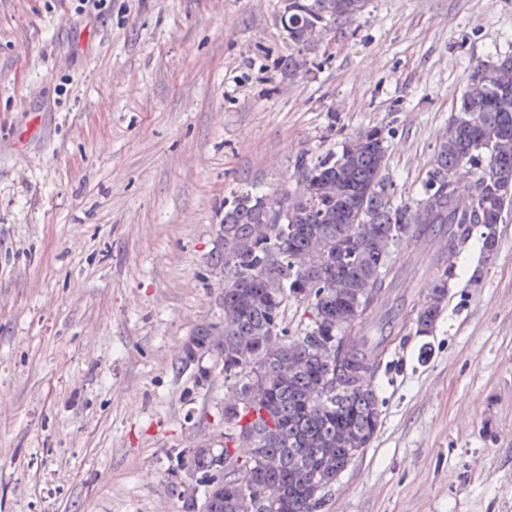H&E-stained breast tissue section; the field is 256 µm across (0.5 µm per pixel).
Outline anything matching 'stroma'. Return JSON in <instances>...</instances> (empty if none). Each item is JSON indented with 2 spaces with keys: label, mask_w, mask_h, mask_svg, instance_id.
Here are the masks:
<instances>
[{
  "label": "stroma",
  "mask_w": 512,
  "mask_h": 512,
  "mask_svg": "<svg viewBox=\"0 0 512 512\" xmlns=\"http://www.w3.org/2000/svg\"><path fill=\"white\" fill-rule=\"evenodd\" d=\"M281 0H0V512H179L177 451L224 430L180 369L214 311L224 198L304 152L388 135L418 196L475 65L512 54V0H369L291 80ZM463 253L432 335L395 341L427 253L361 336L390 337L381 425L322 512H512V212Z\"/></svg>",
  "instance_id": "35a3bbf8"
}]
</instances>
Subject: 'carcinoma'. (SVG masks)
Listing matches in <instances>:
<instances>
[{
    "mask_svg": "<svg viewBox=\"0 0 512 512\" xmlns=\"http://www.w3.org/2000/svg\"><path fill=\"white\" fill-rule=\"evenodd\" d=\"M368 0H283L279 17L293 51L279 68L308 72L322 35L364 11ZM378 129L296 162L299 184L236 190L215 224L207 280L217 313L198 321L178 363L211 383L224 378V436L202 437L187 464L217 474L197 491L175 475L166 491L182 512H319L330 486L373 441L380 425L382 350L359 337L401 275L398 247L434 231L448 235L424 299L403 314L417 336L432 333L457 278L455 258L474 233L471 280L497 255V225L512 198V56L469 76L414 199L394 200ZM303 303L297 335L283 325L288 302Z\"/></svg>",
    "mask_w": 512,
    "mask_h": 512,
    "instance_id": "carcinoma-1",
    "label": "carcinoma"
}]
</instances>
